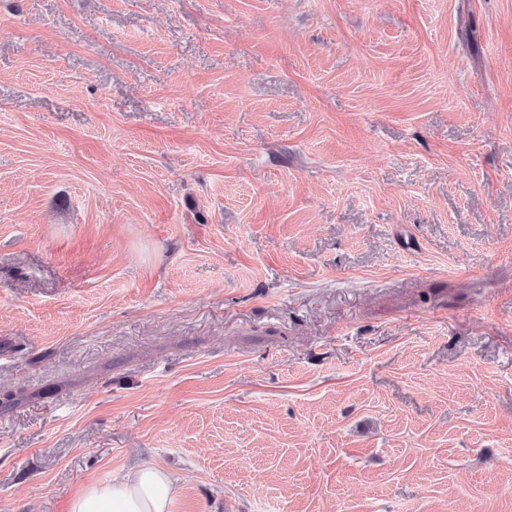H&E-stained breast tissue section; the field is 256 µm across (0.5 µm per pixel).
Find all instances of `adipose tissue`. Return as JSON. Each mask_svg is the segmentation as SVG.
Masks as SVG:
<instances>
[{"label": "adipose tissue", "instance_id": "adipose-tissue-1", "mask_svg": "<svg viewBox=\"0 0 512 512\" xmlns=\"http://www.w3.org/2000/svg\"><path fill=\"white\" fill-rule=\"evenodd\" d=\"M173 485L167 472L146 462L105 484H90L70 512H171Z\"/></svg>", "mask_w": 512, "mask_h": 512}]
</instances>
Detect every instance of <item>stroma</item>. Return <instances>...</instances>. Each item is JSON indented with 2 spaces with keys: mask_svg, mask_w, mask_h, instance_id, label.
Masks as SVG:
<instances>
[{
  "mask_svg": "<svg viewBox=\"0 0 512 512\" xmlns=\"http://www.w3.org/2000/svg\"><path fill=\"white\" fill-rule=\"evenodd\" d=\"M512 512V0H0V512ZM173 485L167 472L146 462L105 484H90L70 512H171Z\"/></svg>",
  "mask_w": 512,
  "mask_h": 512,
  "instance_id": "35a3bbf8",
  "label": "stroma"
}]
</instances>
